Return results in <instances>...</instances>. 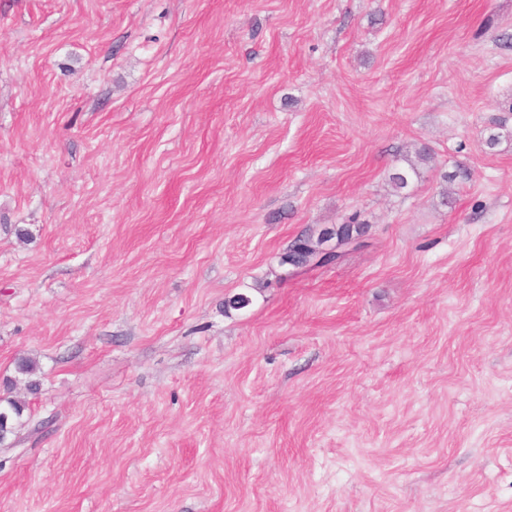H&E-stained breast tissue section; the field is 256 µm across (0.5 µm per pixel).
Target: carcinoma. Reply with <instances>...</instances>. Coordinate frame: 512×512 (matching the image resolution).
<instances>
[{
  "instance_id": "carcinoma-1",
  "label": "carcinoma",
  "mask_w": 512,
  "mask_h": 512,
  "mask_svg": "<svg viewBox=\"0 0 512 512\" xmlns=\"http://www.w3.org/2000/svg\"><path fill=\"white\" fill-rule=\"evenodd\" d=\"M495 132L486 139V145L490 149L496 148L504 138H512V130L507 128L506 121L499 119L492 122ZM420 176L417 165L411 160H406V166L399 167L390 174L389 182L392 188L399 192L406 189L410 183ZM368 226L359 220V215H350L343 223L324 228L318 232L309 231L298 236L288 250L281 256L280 264L294 267H305L314 262L317 250L323 248L328 242H334V248L338 252L331 254V258L340 260L349 250L347 243L357 241L367 233ZM17 373L29 377L28 390L35 391L39 387V381L34 379L37 364L30 358L20 357L15 362ZM27 409L26 402L13 398H0V430L5 436L13 434L15 426L23 418Z\"/></svg>"
}]
</instances>
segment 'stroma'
Listing matches in <instances>:
<instances>
[{"label": "stroma", "mask_w": 512, "mask_h": 512, "mask_svg": "<svg viewBox=\"0 0 512 512\" xmlns=\"http://www.w3.org/2000/svg\"><path fill=\"white\" fill-rule=\"evenodd\" d=\"M496 118L512 0H0V512H512ZM367 224L359 220V215L353 213L342 224H336L329 228H324L318 233L315 231L305 232L298 236L290 245L288 250L281 256L280 263L285 266L288 264L294 267H305L313 263L317 256V249L323 248V245L335 241L330 250L338 249L337 253L328 254L331 256L326 262H318L314 266H319L335 259L336 263L344 256L350 248L346 243L360 240V237L367 233ZM27 409L26 402L13 398H0V431L6 440L13 434L15 426L23 418Z\"/></svg>", "instance_id": "1"}]
</instances>
